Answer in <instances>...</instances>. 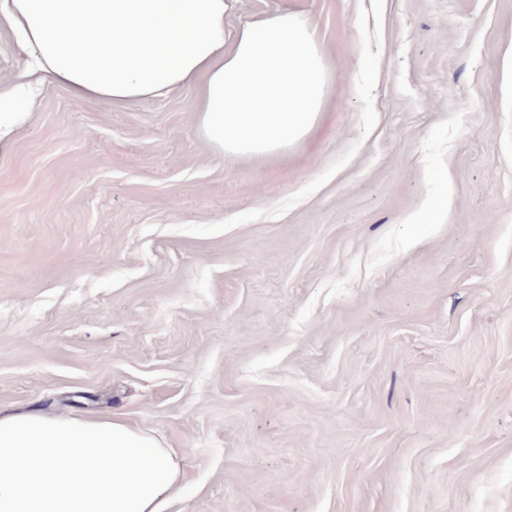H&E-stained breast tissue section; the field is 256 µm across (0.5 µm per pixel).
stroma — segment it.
Wrapping results in <instances>:
<instances>
[{
  "label": "stroma",
  "mask_w": 512,
  "mask_h": 512,
  "mask_svg": "<svg viewBox=\"0 0 512 512\" xmlns=\"http://www.w3.org/2000/svg\"><path fill=\"white\" fill-rule=\"evenodd\" d=\"M316 29V128L44 85L0 142V408L177 448L170 512H512V0H237Z\"/></svg>",
  "instance_id": "stroma-1"
}]
</instances>
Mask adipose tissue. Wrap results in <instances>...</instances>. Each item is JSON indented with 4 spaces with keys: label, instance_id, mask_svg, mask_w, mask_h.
Segmentation results:
<instances>
[{
    "label": "adipose tissue",
    "instance_id": "obj_1",
    "mask_svg": "<svg viewBox=\"0 0 512 512\" xmlns=\"http://www.w3.org/2000/svg\"><path fill=\"white\" fill-rule=\"evenodd\" d=\"M231 0H0V26L28 54L0 82V138L34 88L124 105L194 89L192 110L218 154H273L306 134L325 73L307 19L255 16L226 44ZM86 36L80 49L70 32ZM186 474L175 449L120 415L90 420L0 409V512H167Z\"/></svg>",
    "mask_w": 512,
    "mask_h": 512
}]
</instances>
